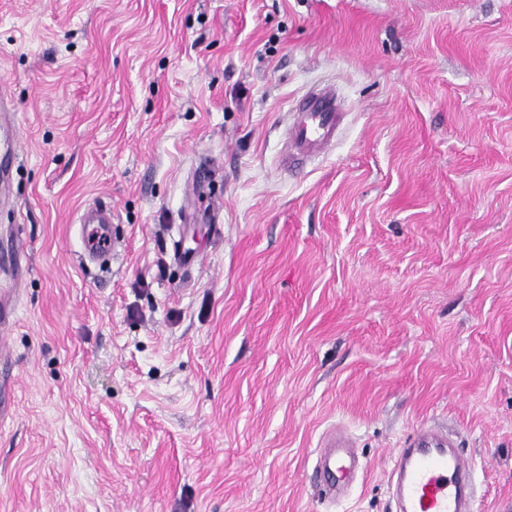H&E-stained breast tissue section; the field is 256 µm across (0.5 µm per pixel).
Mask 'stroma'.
Listing matches in <instances>:
<instances>
[{
  "label": "stroma",
  "instance_id": "1",
  "mask_svg": "<svg viewBox=\"0 0 512 512\" xmlns=\"http://www.w3.org/2000/svg\"><path fill=\"white\" fill-rule=\"evenodd\" d=\"M0 99V512H394L423 422L512 512V0H0ZM340 122L331 92H311L302 99L287 130L285 160L288 166L323 154L336 141ZM112 215L108 210L87 209L82 214L81 224H98L93 225L91 234L82 232V238L85 242V251L89 253L93 260H98L112 255V240L108 233L101 231V224H111ZM93 236H95L93 238Z\"/></svg>",
  "mask_w": 512,
  "mask_h": 512
}]
</instances>
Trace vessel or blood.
Here are the masks:
<instances>
[{
	"mask_svg": "<svg viewBox=\"0 0 512 512\" xmlns=\"http://www.w3.org/2000/svg\"><path fill=\"white\" fill-rule=\"evenodd\" d=\"M341 116L331 93L313 92L295 108L288 126L285 159L289 165L323 154L336 140ZM106 210L88 209L81 220L92 227L84 235L93 259L111 256L112 240L101 227L110 223ZM471 461L449 450L443 434L423 426L407 437L405 448L395 456L390 485L400 512H474L473 493L467 481Z\"/></svg>",
	"mask_w": 512,
	"mask_h": 512,
	"instance_id": "b4317fda",
	"label": "vessel or blood"
}]
</instances>
